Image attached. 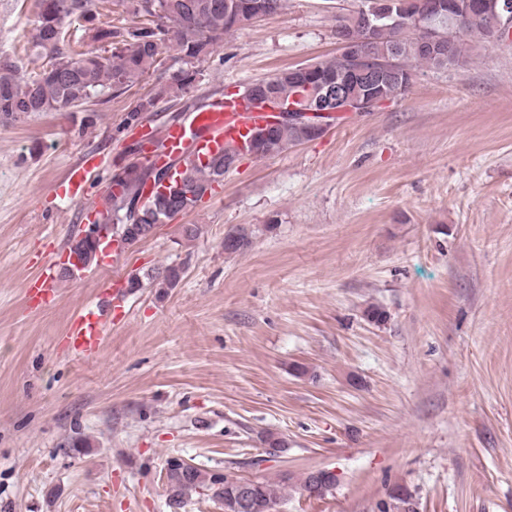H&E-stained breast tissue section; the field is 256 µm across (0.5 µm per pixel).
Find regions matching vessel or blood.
Instances as JSON below:
<instances>
[{
  "label": "vessel or blood",
  "instance_id": "1",
  "mask_svg": "<svg viewBox=\"0 0 512 512\" xmlns=\"http://www.w3.org/2000/svg\"><path fill=\"white\" fill-rule=\"evenodd\" d=\"M270 113L247 105L242 99L218 94L207 107L193 109L179 122L163 129L145 128L139 139L145 162L169 166L180 172V163L187 151L196 158L227 147L244 149L256 129L265 126ZM103 177L101 163L95 155H84L65 176L60 187L61 198L71 203H83L93 195L95 184ZM122 276H114L111 293L101 297L95 306L84 308L72 320L66 342L73 355L95 356L103 339L105 323L112 310L120 307L124 297ZM27 302L33 307L51 304L56 296V280L51 266H42L24 285Z\"/></svg>",
  "mask_w": 512,
  "mask_h": 512
}]
</instances>
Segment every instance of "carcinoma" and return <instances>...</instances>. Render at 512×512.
<instances>
[{"instance_id":"1","label":"carcinoma","mask_w":512,"mask_h":512,"mask_svg":"<svg viewBox=\"0 0 512 512\" xmlns=\"http://www.w3.org/2000/svg\"><path fill=\"white\" fill-rule=\"evenodd\" d=\"M440 2L442 13L437 28L440 42L430 46L423 36L411 37L418 30L411 17L423 13L434 2ZM466 0H355L354 15L336 17L335 35H342L356 48L367 50L374 61L396 62L395 75L381 85L390 100L407 95L419 67L453 68L466 65L471 52L481 43H499L512 38L505 30L496 32L494 10L496 0H485L486 9L468 11ZM376 4L379 18L372 19L373 31L364 25L363 10ZM133 19L120 26L112 16L100 10L94 0H39L36 33L32 52L44 60L42 69L29 76L16 63H0V116L13 119L21 114L53 112L63 107H82L91 99L108 92H122L152 75L160 65L159 56L166 43H171L182 63L156 92L143 99L127 116V125L140 123L141 114L153 111L156 103L168 95L187 92L199 75L198 65L223 41L224 33L252 25L261 17L273 16L284 7V0H131ZM92 30L91 41L112 40V55L103 57L95 46L71 39L70 26ZM348 69L345 54L319 59L301 66L285 68L273 76L250 83L247 97L257 105L287 108L304 107L308 86L334 79ZM320 137L315 128L304 121H283L261 129L246 151L256 157L280 154L288 148ZM240 160L239 151L225 149L200 169L189 166L165 193L133 202L149 181H159L157 167L131 163L112 175L116 191L106 198V206L98 213L97 224L112 225V235L132 247L143 241L144 232L165 220L190 211L215 183L224 180V165ZM251 245L245 227H235L224 236V251L236 253ZM78 263L89 267L97 261L98 243L81 236L70 245ZM179 266H167L156 274L138 275L128 281L134 293L143 280L162 288H174L182 278ZM165 477L170 506L180 508L194 494L206 491L224 506V512H237L234 496L241 479H231L219 470H202L194 465L185 468L181 458L166 460ZM284 475L279 482L263 478L254 480L255 507L252 512H269L279 504ZM396 505L387 503L379 512H415L412 495L397 488L390 494Z\"/></svg>"}]
</instances>
